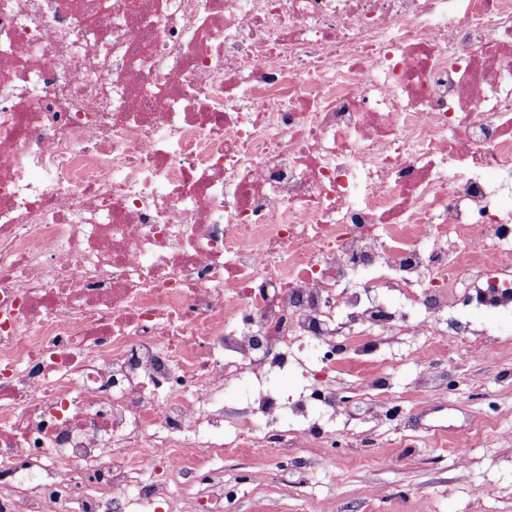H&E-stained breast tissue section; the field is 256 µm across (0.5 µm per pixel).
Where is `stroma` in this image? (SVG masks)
<instances>
[{
  "mask_svg": "<svg viewBox=\"0 0 512 512\" xmlns=\"http://www.w3.org/2000/svg\"><path fill=\"white\" fill-rule=\"evenodd\" d=\"M464 326L499 325L497 336H401L387 345L392 367H354L336 383L352 392L335 416L310 415L332 448L294 449L282 466L268 451L225 445L203 471L224 477L230 512H512V316L459 307ZM320 366L272 376L285 402L309 398ZM385 378L393 419L374 415L363 388Z\"/></svg>",
  "mask_w": 512,
  "mask_h": 512,
  "instance_id": "35a3bbf8",
  "label": "stroma"
}]
</instances>
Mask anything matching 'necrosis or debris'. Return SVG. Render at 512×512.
Returning <instances> with one entry per match:
<instances>
[{"label": "necrosis or debris", "instance_id": "necrosis-or-debris-1", "mask_svg": "<svg viewBox=\"0 0 512 512\" xmlns=\"http://www.w3.org/2000/svg\"><path fill=\"white\" fill-rule=\"evenodd\" d=\"M512 0H0V512H168L250 380L512 313Z\"/></svg>", "mask_w": 512, "mask_h": 512}]
</instances>
